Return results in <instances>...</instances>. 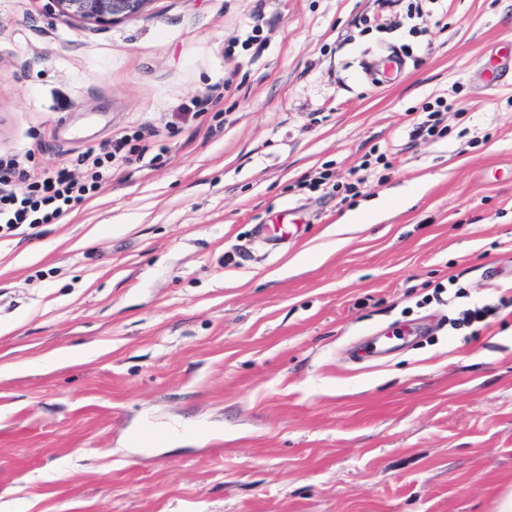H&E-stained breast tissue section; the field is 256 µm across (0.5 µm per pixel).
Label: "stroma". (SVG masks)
I'll return each mask as SVG.
<instances>
[{
	"label": "stroma",
	"instance_id": "stroma-1",
	"mask_svg": "<svg viewBox=\"0 0 512 512\" xmlns=\"http://www.w3.org/2000/svg\"><path fill=\"white\" fill-rule=\"evenodd\" d=\"M410 2L152 0L96 25L0 0L1 156L82 182L90 149L157 131L57 223L0 239V512H497L512 0ZM440 100L447 138H413ZM451 278L464 297L435 296Z\"/></svg>",
	"mask_w": 512,
	"mask_h": 512
}]
</instances>
